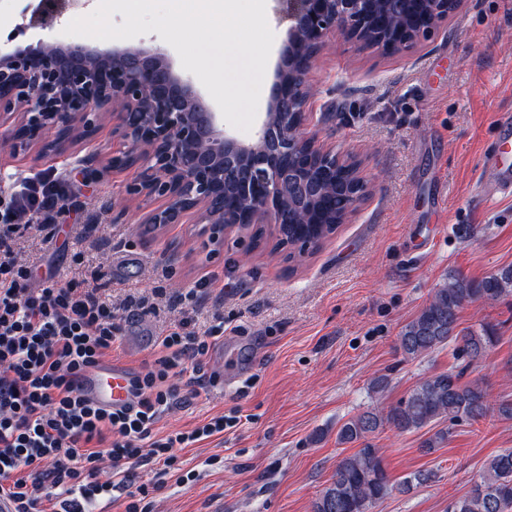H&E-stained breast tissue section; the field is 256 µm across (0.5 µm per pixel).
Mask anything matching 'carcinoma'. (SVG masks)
<instances>
[{"label": "carcinoma", "mask_w": 512, "mask_h": 512, "mask_svg": "<svg viewBox=\"0 0 512 512\" xmlns=\"http://www.w3.org/2000/svg\"><path fill=\"white\" fill-rule=\"evenodd\" d=\"M314 217L318 219L316 224L280 225L275 248L306 241L319 245L339 226L341 213L325 203ZM508 296H512V265L480 280L448 274V281L429 303L402 327L399 348L405 357L416 359L454 342L464 357L463 365L456 372L420 380L405 399L386 411L366 410L344 422L337 431V443L357 444L359 449L336 462L331 482L313 502L312 512H372L394 489L408 491L429 479L426 473H415L397 485L391 482L381 449L368 442V436L387 426L411 433L439 422L449 423L422 443L431 451L448 440L450 426L459 422H477L493 409L503 417H512L511 402L504 400L493 408L483 386L463 381L467 370L484 359L496 336L483 325L462 328L458 318L466 303ZM448 512H512V449L494 455L470 491L448 505Z\"/></svg>", "instance_id": "cac0c4a2"}]
</instances>
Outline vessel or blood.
I'll return each mask as SVG.
<instances>
[{"instance_id":"obj_1","label":"vessel or blood","mask_w":512,"mask_h":512,"mask_svg":"<svg viewBox=\"0 0 512 512\" xmlns=\"http://www.w3.org/2000/svg\"><path fill=\"white\" fill-rule=\"evenodd\" d=\"M511 146L512 141L504 139L488 147L483 155L484 160L501 166V177L492 188L485 190L486 198L493 199L501 194L512 195V164L507 161V149ZM133 375L132 368L126 363L117 360L101 362L81 376L80 393L96 407L110 411L124 408L132 400Z\"/></svg>"}]
</instances>
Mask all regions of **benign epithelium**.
I'll return each mask as SVG.
<instances>
[{
    "instance_id": "benign-epithelium-1",
    "label": "benign epithelium",
    "mask_w": 512,
    "mask_h": 512,
    "mask_svg": "<svg viewBox=\"0 0 512 512\" xmlns=\"http://www.w3.org/2000/svg\"><path fill=\"white\" fill-rule=\"evenodd\" d=\"M288 20L281 63L266 118L251 144L224 135L206 102L174 73L165 53L99 51L81 45H44L0 55V125L12 122L14 147L62 145L73 133L94 135L106 110L130 150L112 167L140 165L131 195L158 196L166 205L149 213L156 229L200 215L207 242L239 224L310 223L321 194L338 198L341 223L368 194L363 176L351 185L336 174L342 159L306 135V81L317 49L331 36L383 54L431 38L461 0H422L429 25L416 22L413 0H276Z\"/></svg>"
}]
</instances>
